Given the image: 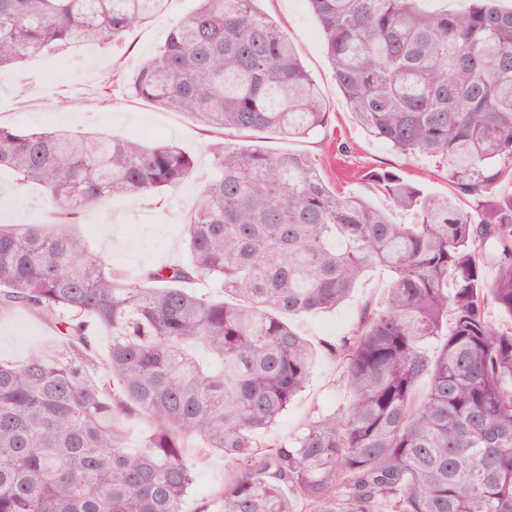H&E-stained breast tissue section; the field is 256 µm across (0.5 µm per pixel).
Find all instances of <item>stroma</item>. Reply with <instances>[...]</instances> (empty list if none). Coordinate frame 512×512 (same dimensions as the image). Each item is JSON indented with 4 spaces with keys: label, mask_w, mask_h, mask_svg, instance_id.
<instances>
[{
    "label": "stroma",
    "mask_w": 512,
    "mask_h": 512,
    "mask_svg": "<svg viewBox=\"0 0 512 512\" xmlns=\"http://www.w3.org/2000/svg\"><path fill=\"white\" fill-rule=\"evenodd\" d=\"M196 5L197 0H169L162 15L128 31L118 47L105 49L89 44L53 62L35 56L19 70L0 74V122L31 130L54 127L137 136L149 143L172 140L193 155L200 169H207L208 137L202 127L185 114L135 97L128 89L130 75L164 43L173 22ZM260 7L293 41L320 88L329 119L308 138L288 141L267 133L257 140V147L310 155L318 160L320 175L328 186L342 188L372 206L388 210L399 224L412 223V215L392 209L388 196L373 181V174L396 173L425 192L448 197L461 209L474 210L475 196L450 182L438 162L393 150L369 137L354 122L307 0H261ZM11 180L9 173H0V223L20 224L38 218L43 208L42 190L27 187L12 192L8 189ZM196 195L197 185L189 180L151 205L116 199L86 215L85 231L92 246L133 279L145 267L185 260L183 220L193 209ZM386 279L381 271L368 272L351 298L336 309L289 318V325L318 347L319 353L307 387L274 427L275 436L300 434L310 421L340 412L348 404L351 392L345 368L321 351L320 345L348 335L362 307L379 300ZM51 338L43 322L24 312L0 316L1 361H22ZM182 455L195 471L184 512H207L229 476L224 457L215 452L200 458L191 440Z\"/></svg>",
    "instance_id": "stroma-1"
}]
</instances>
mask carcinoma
<instances>
[{
  "label": "carcinoma",
  "mask_w": 512,
  "mask_h": 512,
  "mask_svg": "<svg viewBox=\"0 0 512 512\" xmlns=\"http://www.w3.org/2000/svg\"><path fill=\"white\" fill-rule=\"evenodd\" d=\"M308 2L356 122L436 159L476 196V213L375 173L414 216L395 224L330 189L308 155L226 141L305 138L328 120L288 34L254 0H199L129 81L215 133L184 263L127 280L64 227L116 197L181 185L193 156L0 123V171L43 187L51 214L48 225L0 224V314L22 310L55 337L21 363L0 361V512H183L189 438L231 471L217 512H512V191L482 200L512 167V9ZM167 3L0 0V73L32 54L119 40ZM372 270L387 274L381 301L324 344L352 392L341 416L260 441L315 358L284 317L335 308ZM203 282L219 294L192 289ZM138 417L152 427L131 453L123 421Z\"/></svg>",
  "instance_id": "carcinoma-1"
}]
</instances>
